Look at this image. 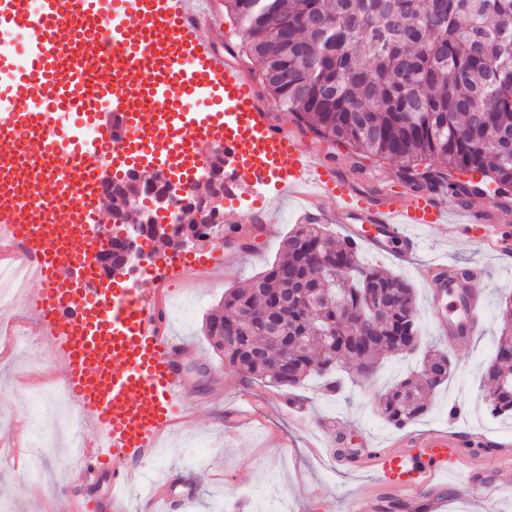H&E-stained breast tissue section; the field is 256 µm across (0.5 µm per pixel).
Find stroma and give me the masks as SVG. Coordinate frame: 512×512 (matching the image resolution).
I'll return each mask as SVG.
<instances>
[{
  "instance_id": "obj_1",
  "label": "stroma",
  "mask_w": 512,
  "mask_h": 512,
  "mask_svg": "<svg viewBox=\"0 0 512 512\" xmlns=\"http://www.w3.org/2000/svg\"><path fill=\"white\" fill-rule=\"evenodd\" d=\"M271 114L274 122L287 127L300 146L310 150L318 161L351 173L362 191L398 184L399 162L367 161L362 173H352L350 148L316 140L286 109L276 106ZM269 209L273 224L240 225L237 235L249 246L241 262L204 276L182 279L168 293L167 307L187 310L186 315L170 317L173 333L191 343L189 364L207 370L202 377L186 374L187 397L195 409L167 440L151 470L153 476L169 473L176 480L195 485L197 495L184 512H216L222 503L228 505L229 512H257L261 502L269 512H345L349 499L375 491L380 484L378 471L358 456L362 444L386 448L399 435L377 411L383 394L392 383L420 368L418 357L395 355L384 360L371 381L345 384L335 394L323 390L318 378L288 394L225 368L203 331L207 316L222 303L225 292L243 286L272 263L294 225L312 219L328 225L335 233L343 231L331 208L310 211L304 200L293 195L275 200ZM419 238L421 248L404 265L386 254L365 248L360 251L364 263L402 275L412 283L424 342L448 349L454 363L447 382L432 394L428 412L412 428L417 431L447 427L449 404L464 405L465 423L497 440L498 445L466 457L455 474L449 476L441 490L447 500L446 512H476L463 485L474 468L483 472L497 512H512V488L495 482L501 468L512 469V422L488 415L482 387V368L492 359L500 326L499 293L512 287V259L482 250L470 237L451 238L444 225L421 231ZM440 260L460 265L477 262L486 270L484 280L476 285L485 298L481 330L454 346L439 335L433 324L428 292L416 276L417 266ZM44 352L41 341L35 339L25 348L0 356V411L13 415L11 423H0V503H7L9 512H45L49 507L54 512H67L70 497L84 489L79 477L80 461L69 454L73 432L59 429L50 418L42 419L38 429L30 427L33 391L60 379V371L54 366L35 370L34 365ZM287 395L306 404V423H298L283 411L280 400ZM234 405L253 416V426L226 430V411ZM36 430L57 442L41 480L29 476L24 460L18 457L19 450L30 447ZM332 448L347 449L348 462L334 466L328 454Z\"/></svg>"
}]
</instances>
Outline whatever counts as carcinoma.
Here are the masks:
<instances>
[{
    "mask_svg": "<svg viewBox=\"0 0 512 512\" xmlns=\"http://www.w3.org/2000/svg\"><path fill=\"white\" fill-rule=\"evenodd\" d=\"M241 50L260 68L274 103L318 138L354 156L403 161L409 186L438 187L431 163L478 173L512 204V0H224ZM282 255L224 294L205 335L224 366L278 388L311 376H372L393 354L423 369L388 388L378 412L396 430L428 409L452 369L448 352L423 349L412 284L359 263L358 244L324 224H297ZM288 297L278 326L264 312ZM365 315L372 334L351 317ZM494 356L483 374L486 408L512 420V291L499 306ZM235 327V336L224 332ZM436 377H428V366Z\"/></svg>",
    "mask_w": 512,
    "mask_h": 512,
    "instance_id": "carcinoma-1",
    "label": "carcinoma"
}]
</instances>
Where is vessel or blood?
Returning a JSON list of instances; mask_svg holds the SVG:
<instances>
[{
  "instance_id": "vessel-or-blood-1",
  "label": "vessel or blood",
  "mask_w": 512,
  "mask_h": 512,
  "mask_svg": "<svg viewBox=\"0 0 512 512\" xmlns=\"http://www.w3.org/2000/svg\"><path fill=\"white\" fill-rule=\"evenodd\" d=\"M223 21L224 0H0V34L22 37L0 48V262L35 266L37 287L26 294L31 328L50 341L77 405L79 474L89 489L73 498L72 512H127L120 460H155L188 412L180 365L189 346L169 327L166 289L147 298L118 281L109 292H91L68 278L82 260L75 240L107 221L102 165L121 179L157 157L189 188L200 147L220 142L225 197L271 186L316 210L331 204L348 236L404 259L420 246L409 224H444L454 237L480 226L479 246L500 250L485 230L486 211L454 214L434 193L406 188L364 193L318 162L273 124L250 71L225 58L217 40ZM149 254L153 268L175 278L241 252L229 236L223 247L191 255L154 247ZM417 275L439 333L452 344L476 335L484 300L473 285L483 267L430 263ZM446 292L460 300L459 318L443 313ZM483 444L452 428L407 431L372 461L408 507L424 500L440 512L437 478ZM195 495L193 485L172 479L143 484V498L164 512H183Z\"/></svg>"
}]
</instances>
